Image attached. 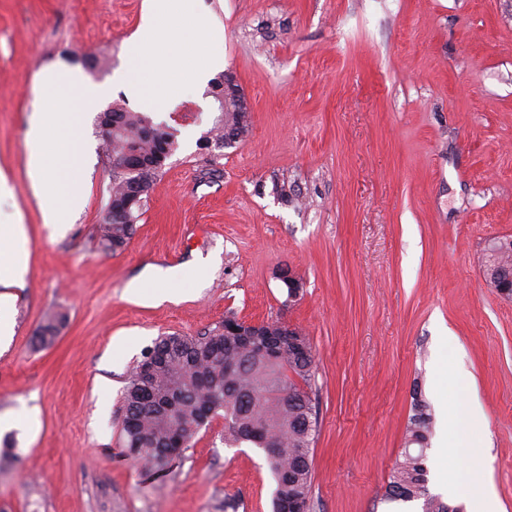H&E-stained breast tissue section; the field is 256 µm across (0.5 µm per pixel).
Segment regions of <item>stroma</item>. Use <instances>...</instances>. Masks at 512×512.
I'll list each match as a JSON object with an SVG mask.
<instances>
[{
	"label": "stroma",
	"mask_w": 512,
	"mask_h": 512,
	"mask_svg": "<svg viewBox=\"0 0 512 512\" xmlns=\"http://www.w3.org/2000/svg\"><path fill=\"white\" fill-rule=\"evenodd\" d=\"M146 0H0V167L22 215L29 273L0 349V512H273L261 449L224 443L215 416L164 467L125 453L130 370L167 334L224 318L299 327L315 354L319 432L310 512H414L383 499L415 405L447 435L477 407L482 447L429 443L428 489L471 512H512V299L486 285L485 250L512 239V0H188L219 36L251 112L245 142L210 159L208 91H182L154 122L177 148L124 249L97 226L111 175L95 124L109 103L143 111L121 78ZM90 73L106 100L84 115V198L63 231L43 224L27 175L34 86L47 65ZM287 268L302 289L289 297ZM177 270V297L150 295ZM52 308V344L33 334ZM452 343H445L444 333ZM452 367L467 387L439 385ZM474 469L465 491L449 475Z\"/></svg>",
	"instance_id": "1"
}]
</instances>
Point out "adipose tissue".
<instances>
[{
    "instance_id": "ef3b65f1",
    "label": "adipose tissue",
    "mask_w": 512,
    "mask_h": 512,
    "mask_svg": "<svg viewBox=\"0 0 512 512\" xmlns=\"http://www.w3.org/2000/svg\"><path fill=\"white\" fill-rule=\"evenodd\" d=\"M182 14V0H148L141 24L129 40L135 67L126 86L147 108H160L172 98L177 85L195 86L220 64L216 58L189 63L181 44L190 36L207 41L213 34L197 15L187 29L173 27L172 19ZM106 93L104 86L86 81L72 69L49 66L38 76V116L30 129L28 176L46 224L68 223L70 212L81 203L82 184L77 177L83 159L80 119L87 105ZM22 233L18 223L0 230V343L12 333V324L5 318L14 305L9 288L28 273L16 257L15 243Z\"/></svg>"
}]
</instances>
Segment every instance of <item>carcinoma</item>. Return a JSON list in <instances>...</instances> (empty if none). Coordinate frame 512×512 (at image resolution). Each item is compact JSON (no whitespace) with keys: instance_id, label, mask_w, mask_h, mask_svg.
Segmentation results:
<instances>
[{"instance_id":"obj_1","label":"carcinoma","mask_w":512,"mask_h":512,"mask_svg":"<svg viewBox=\"0 0 512 512\" xmlns=\"http://www.w3.org/2000/svg\"><path fill=\"white\" fill-rule=\"evenodd\" d=\"M225 73L211 83L218 115L199 139L201 148L224 149V133L231 130L246 141L251 132L243 111L244 93ZM112 135L102 141L110 163V196L125 198L137 183L142 194L162 175L165 161L176 148L175 136L144 112H130L121 104L109 105ZM129 153L146 163L141 171H119ZM139 205L124 213L104 209L99 222L100 241L110 252L122 249L136 231L142 215ZM67 321L53 312L35 331L36 342L49 345ZM254 339L237 341L219 324L199 336L161 337L130 372L122 402V434L131 459L156 466L190 445L210 419L224 412V443L249 442L264 451L275 480L274 512H308L311 498V448L317 435V411L307 386L314 374L315 356L308 338H302V356L281 355L268 340L277 322L256 327ZM288 366V395L282 394L280 372ZM431 419L421 406L409 418L404 448L395 461L386 487L389 502H415L420 512H449L451 506L429 492L424 450Z\"/></svg>"}]
</instances>
